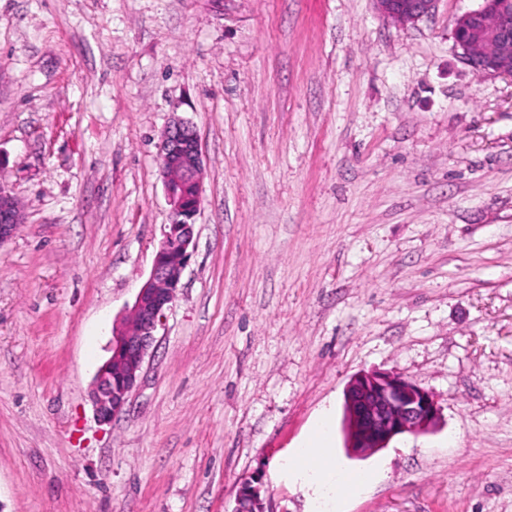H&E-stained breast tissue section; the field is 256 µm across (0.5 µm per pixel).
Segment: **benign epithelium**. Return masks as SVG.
<instances>
[{"label":"benign epithelium","mask_w":512,"mask_h":512,"mask_svg":"<svg viewBox=\"0 0 512 512\" xmlns=\"http://www.w3.org/2000/svg\"><path fill=\"white\" fill-rule=\"evenodd\" d=\"M439 0H375L378 11L407 26L435 12ZM456 46L463 63L489 76L512 78V0L484 5L456 19ZM157 160L163 177L170 222L163 227L151 273L140 288L128 318L112 324L110 356L98 368L91 392L98 418L120 415L137 385L164 311L175 300L183 271L194 249V217L203 192L202 153L194 127L181 119L164 130ZM25 222L13 194L0 185V245ZM346 448L360 456L388 447L397 436L435 429L440 409L431 392L398 374L364 371L345 390Z\"/></svg>","instance_id":"benign-epithelium-1"}]
</instances>
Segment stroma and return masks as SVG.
I'll return each instance as SVG.
<instances>
[{
    "mask_svg": "<svg viewBox=\"0 0 512 512\" xmlns=\"http://www.w3.org/2000/svg\"><path fill=\"white\" fill-rule=\"evenodd\" d=\"M439 0H0V512H322L286 460L322 415L334 512H512V80L459 58ZM191 123L195 248L124 411L90 395L169 205L157 143ZM439 426L345 448L359 372ZM439 0H375L378 11L395 23L407 26L435 12ZM25 222V213L13 203V194L0 185V245L8 241L16 229Z\"/></svg>",
    "mask_w": 512,
    "mask_h": 512,
    "instance_id": "obj_1",
    "label": "stroma"
}]
</instances>
